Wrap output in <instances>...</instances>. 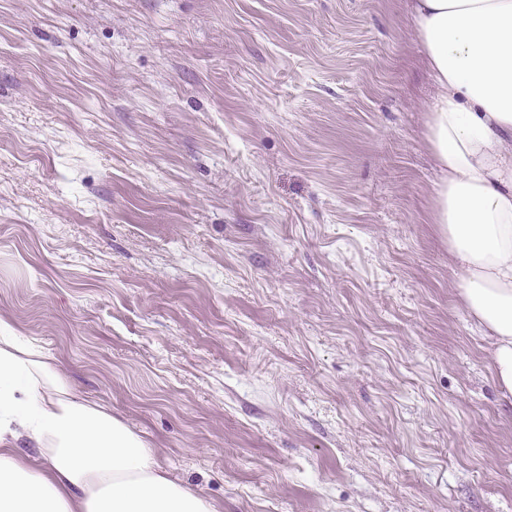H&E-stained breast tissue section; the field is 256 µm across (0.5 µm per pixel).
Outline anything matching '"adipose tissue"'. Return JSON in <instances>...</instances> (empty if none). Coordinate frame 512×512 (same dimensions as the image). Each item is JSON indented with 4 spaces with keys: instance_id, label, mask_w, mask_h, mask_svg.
<instances>
[{
    "instance_id": "ef3b65f1",
    "label": "adipose tissue",
    "mask_w": 512,
    "mask_h": 512,
    "mask_svg": "<svg viewBox=\"0 0 512 512\" xmlns=\"http://www.w3.org/2000/svg\"><path fill=\"white\" fill-rule=\"evenodd\" d=\"M435 83L426 140L433 223L462 272L458 296L493 340L512 398V0H410ZM37 448L22 456L20 444ZM0 512H212L155 451L85 397L51 352L0 336Z\"/></svg>"
}]
</instances>
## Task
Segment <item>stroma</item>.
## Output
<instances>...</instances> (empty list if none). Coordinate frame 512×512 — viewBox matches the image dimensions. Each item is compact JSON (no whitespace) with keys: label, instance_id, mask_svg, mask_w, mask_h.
<instances>
[{"label":"stroma","instance_id":"stroma-1","mask_svg":"<svg viewBox=\"0 0 512 512\" xmlns=\"http://www.w3.org/2000/svg\"><path fill=\"white\" fill-rule=\"evenodd\" d=\"M407 0H0V320L214 512H512Z\"/></svg>","mask_w":512,"mask_h":512}]
</instances>
